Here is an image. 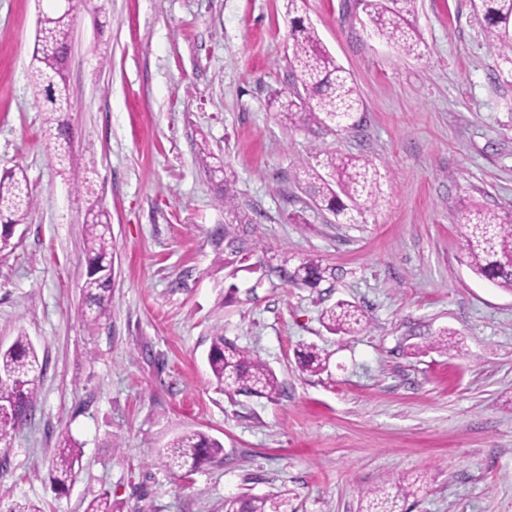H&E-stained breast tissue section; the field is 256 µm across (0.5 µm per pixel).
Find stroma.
<instances>
[{"label": "stroma", "mask_w": 512, "mask_h": 512, "mask_svg": "<svg viewBox=\"0 0 512 512\" xmlns=\"http://www.w3.org/2000/svg\"><path fill=\"white\" fill-rule=\"evenodd\" d=\"M0 0V171L25 169L35 204L0 248V345L29 336L44 364L32 416L0 446V512H361L364 490L421 489L406 512H512V292L474 276L461 209L512 213V67L469 0H417L411 54L376 34L359 0L306 16L364 101L357 128L280 123L292 86L287 0H78L68 64L73 150L111 215L112 292L82 319L88 202L60 173L29 84L39 12ZM224 170L203 167L200 143ZM370 159L382 194L354 224L317 210L295 173L315 146ZM253 217L240 249L220 202ZM321 260L314 288L284 271ZM346 300L367 321L326 331ZM454 332L451 351L433 348ZM257 352L272 398L218 388L215 336ZM317 349L311 373L300 363ZM187 431L223 445L188 476L158 456ZM81 451L64 494L51 462ZM275 503L268 498L243 495L237 498L225 499L223 512H271Z\"/></svg>", "instance_id": "35a3bbf8"}]
</instances>
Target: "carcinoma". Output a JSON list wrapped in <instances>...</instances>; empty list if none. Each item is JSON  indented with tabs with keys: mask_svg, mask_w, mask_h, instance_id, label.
<instances>
[{
	"mask_svg": "<svg viewBox=\"0 0 512 512\" xmlns=\"http://www.w3.org/2000/svg\"><path fill=\"white\" fill-rule=\"evenodd\" d=\"M417 0H371L369 21L379 35L412 53L418 46L415 23ZM473 13L487 21L488 39L498 57L512 65V0H470ZM74 17L54 9L40 12L32 53L31 82L35 97L44 100V125L47 141L54 145L63 171L75 187L90 197H97L87 170L72 162L71 132L66 120L58 117L68 112L67 58L71 46ZM292 40L289 65L294 90L278 96L273 104L281 120L295 125L339 129L354 127L351 118L359 112L361 100L346 71L323 45L318 32L303 17L293 18L289 33ZM321 160L299 171L313 204L342 218L355 221V212L364 204H375L381 194V174L367 160L343 156L334 150L318 151ZM34 205L26 174L14 169L0 174V237L6 239L14 226L25 222ZM463 251L471 271L493 285L512 291V224L492 210L464 207ZM85 223V251L89 271L83 285L88 322L98 321L107 311L112 284V239L107 237L109 213L91 205ZM288 282L315 286L323 278L319 261L304 258L287 272ZM324 320L329 332L350 335L364 323V314L355 305L339 302L328 308ZM208 363L216 382L230 390L261 397L279 393L274 371L256 354L237 347L222 336L214 338ZM39 357L31 340L20 334L13 343L0 346V445L10 443L16 430L27 421L37 399ZM221 451V445L199 432H186L173 439L159 456L170 471L191 472L202 460ZM80 453L76 443L64 439L53 462L56 490L67 489ZM382 487L366 495L362 512H402L400 497ZM275 503L268 498L243 495L224 500V512H268Z\"/></svg>",
	"mask_w": 512,
	"mask_h": 512,
	"instance_id": "1",
	"label": "carcinoma"
}]
</instances>
